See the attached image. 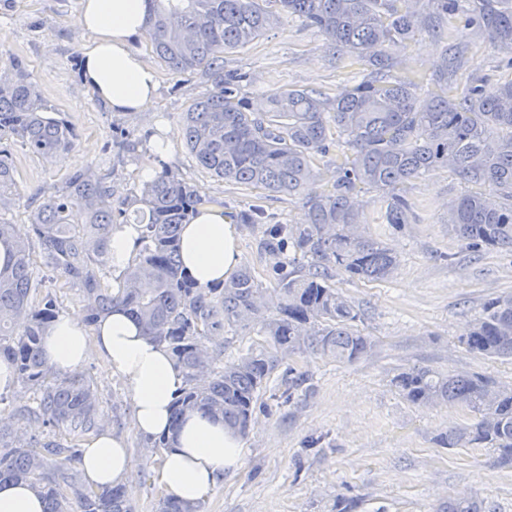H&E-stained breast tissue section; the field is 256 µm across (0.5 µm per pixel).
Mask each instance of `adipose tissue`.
<instances>
[{
	"label": "adipose tissue",
	"instance_id": "adipose-tissue-1",
	"mask_svg": "<svg viewBox=\"0 0 512 512\" xmlns=\"http://www.w3.org/2000/svg\"><path fill=\"white\" fill-rule=\"evenodd\" d=\"M148 11V0H80L73 19L76 28L90 35L81 49L82 81L119 116L147 111L158 95V73L133 45L145 28ZM180 252L197 287L223 286L240 265L238 227L222 209L199 207L182 228ZM42 349L49 366L62 375L79 368L89 352H97L107 375L124 380L130 388L136 433H174L156 479L177 500L199 502L219 478L244 466V443L223 420L193 412L184 416L178 431H171L173 404L184 387L183 371L166 346L143 336L123 309H113L92 326L78 314L59 316L44 336ZM80 465L90 483L120 486L126 482L131 459L123 437L105 431L84 442Z\"/></svg>",
	"mask_w": 512,
	"mask_h": 512
}]
</instances>
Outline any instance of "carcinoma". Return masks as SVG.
I'll use <instances>...</instances> for the list:
<instances>
[{"label": "carcinoma", "instance_id": "cac0c4a2", "mask_svg": "<svg viewBox=\"0 0 512 512\" xmlns=\"http://www.w3.org/2000/svg\"><path fill=\"white\" fill-rule=\"evenodd\" d=\"M472 4L467 24L508 54L512 68V0H150L147 32L152 51L172 72H209L212 87L185 112V140L197 163L215 177L292 195L316 177L315 161L333 147L350 151L336 164L325 194L306 200L308 223L272 224L266 251L284 255L276 266L278 299L245 267L221 288L203 289L181 270L179 231L200 202L189 184L166 172L114 201L91 167L67 175L57 196L14 224L4 210L18 196L14 139L29 153L53 159L73 149L75 127L50 115L26 63L9 57L12 76L0 82V241L11 244L0 270V357L37 393L36 408L18 418H42L69 441L22 442L0 431V484L25 481L47 512H134L118 486H86L74 470L77 442L104 426L96 392L80 374L59 375L47 365L41 339L58 317L57 300L41 294L33 266L37 239L46 268L80 291L87 321L120 307L144 335L165 343L185 373L173 424L188 411L247 431L253 404L284 353H310L353 362L372 347L355 328L361 314L331 283L341 272L359 280H386L397 257L381 241L358 232V193L364 186L390 192L387 221H410L412 205L399 193L432 167L452 170L468 191L448 206V226L472 251H512V79L493 97L474 81L455 97L448 82L461 67L456 47L426 94L393 74L392 50L423 22L438 27ZM283 16L319 29L339 51L354 54L366 76L336 99L307 89L279 90L262 105L242 93L244 76L224 71V54L262 35ZM498 195L488 204L484 190ZM139 225L138 249L114 274L110 240L115 217ZM242 322L266 336L258 349L231 361L205 339ZM465 345L487 357H512V293L490 298L466 332ZM414 404L446 402L467 408L470 422L448 429L450 448H489L512 466V386L482 374H443L410 367L394 380ZM157 512H201L166 496ZM438 512H485L475 499H450Z\"/></svg>", "mask_w": 512, "mask_h": 512}]
</instances>
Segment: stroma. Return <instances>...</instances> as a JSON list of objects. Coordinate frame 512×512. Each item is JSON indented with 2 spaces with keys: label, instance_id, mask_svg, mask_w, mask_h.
Here are the masks:
<instances>
[{
  "label": "stroma",
  "instance_id": "1",
  "mask_svg": "<svg viewBox=\"0 0 512 512\" xmlns=\"http://www.w3.org/2000/svg\"><path fill=\"white\" fill-rule=\"evenodd\" d=\"M79 0H0V71L8 58H24L46 104L65 113L78 131L72 151L53 160L14 146L19 196L7 219L27 223L31 211L59 193L66 174L93 167L106 177L114 198L125 197L151 165L150 144L158 135L171 142L165 171L193 186L203 202L223 206L225 215L261 207L272 224L306 221L305 195L331 187L329 158L316 161L317 176L304 194L285 196L213 177L197 165L184 145V114L210 87L204 72L177 75L158 63L149 36L138 46L155 64L160 90L155 104L136 117H119L83 84L79 59L88 37L73 25ZM465 15L449 17L439 31L420 28L394 50L395 75L427 91L445 51L465 48L455 90L481 81L495 93L512 79L507 55L489 36L466 25ZM227 70L245 77L243 91L257 101L288 88L316 90L336 97L361 79L363 65L301 19H282L262 36L224 56ZM138 141L136 153L120 152L121 136ZM466 190L449 169L436 167L405 184L412 204L409 223L387 221L389 194L359 193L361 228L385 242L398 267L385 281L368 282L336 274L332 284L362 313L358 329L373 346L348 364L307 353L285 357L254 404L243 440L245 464L220 480L202 500V512H336L337 500L355 502L354 512H436L451 498L476 497L490 512H512V467L495 462L487 448H447L438 441L448 428L469 422L468 411L446 404L415 405L395 388L393 378L412 366L445 373H484L512 384L511 357H485L469 351L464 332L483 304L512 292V252L466 249L447 224L449 204ZM242 265L255 271L274 298L273 256L264 249V226L243 224ZM308 371L296 391L288 389L289 369ZM95 387L109 429L124 437L131 457L128 496L135 512H156L163 491L154 478L161 456L153 439L136 434L134 400L127 385L109 377L97 354L79 369ZM34 392L18 384L0 397V416L23 441L54 437L55 428L33 417L19 422V409L33 406Z\"/></svg>",
  "mask_w": 512,
  "mask_h": 512
}]
</instances>
